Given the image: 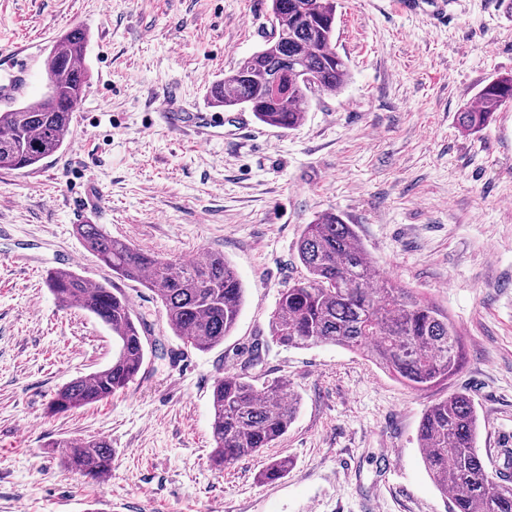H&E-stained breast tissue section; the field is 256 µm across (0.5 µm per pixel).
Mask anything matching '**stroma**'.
Returning <instances> with one entry per match:
<instances>
[{
  "label": "stroma",
  "mask_w": 512,
  "mask_h": 512,
  "mask_svg": "<svg viewBox=\"0 0 512 512\" xmlns=\"http://www.w3.org/2000/svg\"><path fill=\"white\" fill-rule=\"evenodd\" d=\"M448 18L390 0H337L336 49L350 78L288 131L223 110L203 144L160 118L169 92L212 109L213 83L270 38L269 0H0V53L48 52L88 35L85 123L33 170H0V512H449L417 443L424 411L456 390L473 399L483 455L512 448V101L481 131L457 114L512 74L504 0H447ZM93 185L112 236L163 259L221 253L245 286L238 323L200 352L173 336L160 303L113 277L76 233ZM325 211L352 224L375 268L444 309L467 362L445 384L406 389L340 346L286 348L269 334L281 289L303 279L295 245ZM72 268L131 293L165 353L148 352L123 392L63 414L59 388L112 361L111 331L59 307L48 270ZM261 344L258 381L287 382L298 405L262 456L217 470L211 393ZM102 439L112 469L93 482L52 441ZM282 478L261 483L265 459Z\"/></svg>",
  "instance_id": "obj_1"
}]
</instances>
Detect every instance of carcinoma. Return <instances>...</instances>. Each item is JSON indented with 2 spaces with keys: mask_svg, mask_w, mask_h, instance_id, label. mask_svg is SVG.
<instances>
[{
  "mask_svg": "<svg viewBox=\"0 0 512 512\" xmlns=\"http://www.w3.org/2000/svg\"><path fill=\"white\" fill-rule=\"evenodd\" d=\"M274 33L264 48L217 81L210 96L219 107H246L264 125L294 130L312 96L335 93L347 82L349 66L336 51V0H270ZM85 30L61 35L45 59L47 91L39 99L0 113V169L38 166L66 147L71 113L82 102L89 71L84 65ZM302 74L285 98L267 94L269 80L283 58ZM512 100V75L485 84L476 103L458 113L461 128L480 131L506 101ZM85 247L112 274L141 284L161 302L169 328L183 344L209 351L236 327L245 288L230 263L211 253L195 265L163 260L113 237L99 224H78ZM297 255L306 277L279 293L270 336L293 348L332 344L367 352L400 384L428 390L456 374L465 362V341L448 313L387 279L374 281L373 265L356 231L334 212L320 215L300 233ZM48 290L64 307L79 308L112 331V364L60 388L53 414L99 403L123 391L145 361L146 327L133 315L128 297L108 282L91 283L73 269L48 272ZM258 355L249 352L240 371L215 380L212 389L211 464L222 469L270 448L287 431L297 399L288 385L257 386L247 368ZM425 467L437 488L451 494L450 512H512V488L498 489L478 446L479 415L465 392L437 400L425 411L418 430ZM71 469L97 480L112 468V448L101 439L61 440ZM285 458L269 460L261 482L288 472Z\"/></svg>",
  "mask_w": 512,
  "mask_h": 512,
  "instance_id": "cac0c4a2",
  "label": "carcinoma"
}]
</instances>
